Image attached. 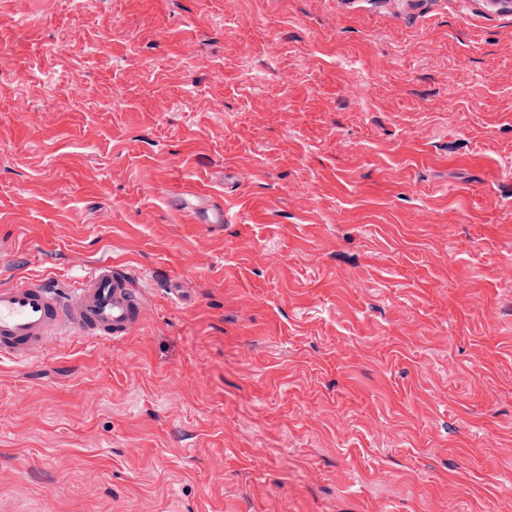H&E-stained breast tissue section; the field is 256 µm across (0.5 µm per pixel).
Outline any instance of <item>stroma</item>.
<instances>
[{
    "label": "stroma",
    "mask_w": 512,
    "mask_h": 512,
    "mask_svg": "<svg viewBox=\"0 0 512 512\" xmlns=\"http://www.w3.org/2000/svg\"><path fill=\"white\" fill-rule=\"evenodd\" d=\"M103 259L141 319L0 359V512H512V9L0 0V284ZM190 195L188 190L177 192L173 195V199L177 202V205L188 213L191 219L197 224H210L211 227H217L220 224H224V207L213 206L206 208L203 211H199L191 204L193 196Z\"/></svg>",
    "instance_id": "obj_1"
}]
</instances>
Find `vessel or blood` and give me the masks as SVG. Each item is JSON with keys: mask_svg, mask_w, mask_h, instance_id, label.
<instances>
[{"mask_svg": "<svg viewBox=\"0 0 512 512\" xmlns=\"http://www.w3.org/2000/svg\"><path fill=\"white\" fill-rule=\"evenodd\" d=\"M174 199L195 223L216 227L224 222L223 207L196 209L182 191ZM140 316L139 287L108 261L78 277L75 287L65 291L46 277H20L0 285V357L28 362L32 352L54 335L123 337Z\"/></svg>", "mask_w": 512, "mask_h": 512, "instance_id": "b4317fda", "label": "vessel or blood"}]
</instances>
